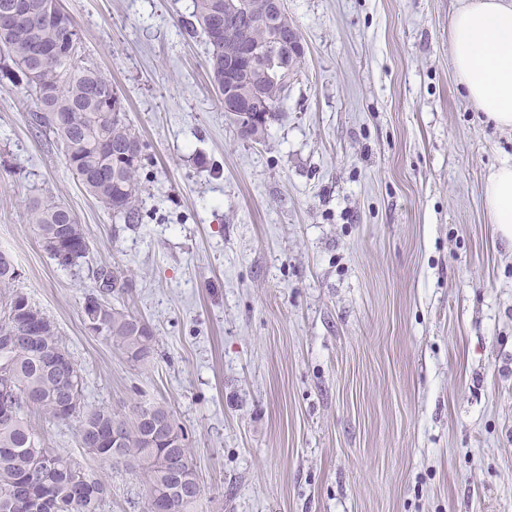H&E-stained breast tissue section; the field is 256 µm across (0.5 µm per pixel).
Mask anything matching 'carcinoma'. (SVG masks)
I'll list each match as a JSON object with an SVG mask.
<instances>
[{"mask_svg": "<svg viewBox=\"0 0 512 512\" xmlns=\"http://www.w3.org/2000/svg\"><path fill=\"white\" fill-rule=\"evenodd\" d=\"M27 22L0 27V75L34 99L29 121L53 135L68 169L85 190L114 211L112 218L139 224L142 184L139 177L143 144L126 121L124 97L112 78L84 55L80 29L59 0H24ZM224 0H193L192 20L184 28L200 32L209 46V68L224 65L236 47L213 38L215 21L223 20ZM250 32L251 46L263 51L273 44L272 29L263 21L239 17ZM303 54L288 59V46H279L273 66L261 64L243 76L241 88L267 104V122L278 119L288 79L301 72ZM27 223L41 245L54 237L69 240L53 260L72 268L68 252L88 243L86 232L64 205L35 199L25 205ZM15 278L0 271V332L12 323L34 326L43 334L0 341V370L11 385L0 389V407L13 414L0 416V512H103L107 488L72 458L48 448L24 419L37 411L52 421L79 419L80 447L94 459L115 468L137 464L147 478L144 512H199L202 489L183 431L169 437L155 434L154 424L168 412L155 404H137L129 417L109 408L88 409L77 365L62 356L54 323L28 297L12 288ZM102 304H84L86 320L103 317L105 338L134 362L146 363L154 353L156 334L140 317ZM123 427L119 446L112 447V425Z\"/></svg>", "mask_w": 512, "mask_h": 512, "instance_id": "cac0c4a2", "label": "carcinoma"}]
</instances>
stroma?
Returning a JSON list of instances; mask_svg holds the SVG:
<instances>
[{"instance_id": "obj_1", "label": "stroma", "mask_w": 512, "mask_h": 512, "mask_svg": "<svg viewBox=\"0 0 512 512\" xmlns=\"http://www.w3.org/2000/svg\"><path fill=\"white\" fill-rule=\"evenodd\" d=\"M60 3L145 144L143 220H113L0 78V252L87 406H163L200 512H512V243L483 204L512 130L453 68L462 0H287L305 61L260 143L182 28L192 0ZM35 198L83 225L80 266L43 250ZM102 266L156 330L148 363L86 328ZM26 419L106 483L103 512H142L138 466L86 455L77 420Z\"/></svg>"}]
</instances>
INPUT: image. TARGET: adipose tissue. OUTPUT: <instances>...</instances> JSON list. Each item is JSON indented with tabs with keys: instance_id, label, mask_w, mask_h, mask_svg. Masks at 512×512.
<instances>
[{
	"instance_id": "ef3b65f1",
	"label": "adipose tissue",
	"mask_w": 512,
	"mask_h": 512,
	"mask_svg": "<svg viewBox=\"0 0 512 512\" xmlns=\"http://www.w3.org/2000/svg\"><path fill=\"white\" fill-rule=\"evenodd\" d=\"M452 64L469 100L498 126L512 129V0H465L450 22ZM484 206L512 241V163L489 176Z\"/></svg>"
}]
</instances>
